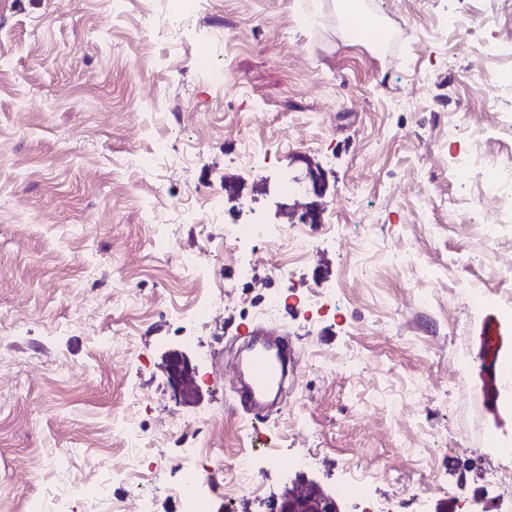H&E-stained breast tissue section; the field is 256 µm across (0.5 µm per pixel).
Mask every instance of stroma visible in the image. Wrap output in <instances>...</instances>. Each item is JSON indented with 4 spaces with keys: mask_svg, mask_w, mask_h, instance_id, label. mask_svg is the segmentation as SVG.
<instances>
[{
    "mask_svg": "<svg viewBox=\"0 0 512 512\" xmlns=\"http://www.w3.org/2000/svg\"><path fill=\"white\" fill-rule=\"evenodd\" d=\"M367 5L379 49L338 0H0V512L95 490L130 411L153 512H187L171 489L192 449L223 467L199 486L209 512H268L310 451L344 512H505L482 473L512 411L467 385L486 377V316L512 359V185L484 189L512 168V63L482 52L512 45V0ZM248 140L273 150L244 164ZM476 153L478 179L457 165ZM307 203L321 223L300 224ZM233 224H297L314 248L251 240L246 275ZM257 333L291 351L255 416L234 402ZM244 454L258 491L230 473Z\"/></svg>",
    "mask_w": 512,
    "mask_h": 512,
    "instance_id": "35a3bbf8",
    "label": "stroma"
}]
</instances>
